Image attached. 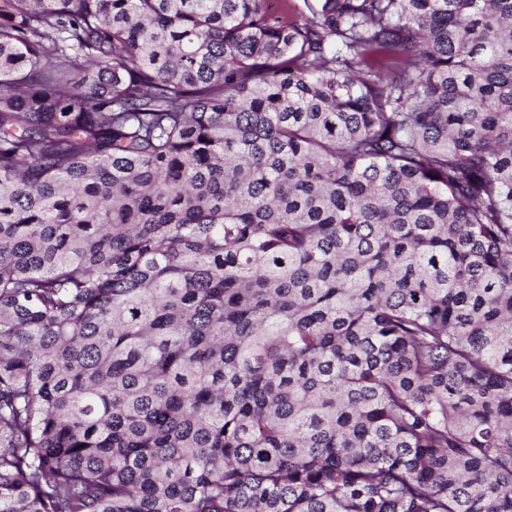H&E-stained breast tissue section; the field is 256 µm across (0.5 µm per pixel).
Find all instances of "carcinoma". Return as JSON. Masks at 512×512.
<instances>
[{"instance_id":"carcinoma-1","label":"carcinoma","mask_w":512,"mask_h":512,"mask_svg":"<svg viewBox=\"0 0 512 512\" xmlns=\"http://www.w3.org/2000/svg\"><path fill=\"white\" fill-rule=\"evenodd\" d=\"M0 0V512H512V0Z\"/></svg>"}]
</instances>
